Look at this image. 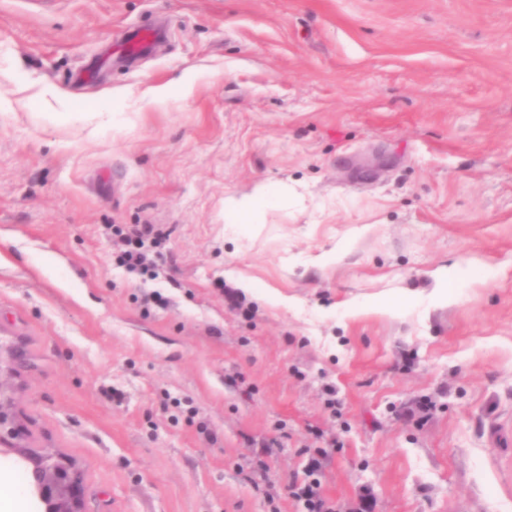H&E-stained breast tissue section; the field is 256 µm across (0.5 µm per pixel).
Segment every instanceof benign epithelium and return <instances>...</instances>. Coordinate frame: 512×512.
Listing matches in <instances>:
<instances>
[{
	"instance_id": "7a95c632",
	"label": "benign epithelium",
	"mask_w": 512,
	"mask_h": 512,
	"mask_svg": "<svg viewBox=\"0 0 512 512\" xmlns=\"http://www.w3.org/2000/svg\"><path fill=\"white\" fill-rule=\"evenodd\" d=\"M20 435L12 418L0 412V447L18 450L31 464L32 485L45 512H82V478L73 463L60 456L17 448Z\"/></svg>"
}]
</instances>
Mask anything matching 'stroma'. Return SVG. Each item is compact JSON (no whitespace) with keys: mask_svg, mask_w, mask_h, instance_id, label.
<instances>
[{"mask_svg":"<svg viewBox=\"0 0 512 512\" xmlns=\"http://www.w3.org/2000/svg\"><path fill=\"white\" fill-rule=\"evenodd\" d=\"M0 342L84 512H512V0H0ZM268 202V192L259 186L248 196L240 199L229 197L224 199V213H229L233 220L230 224H255V215ZM114 231L126 246L118 257L119 264L130 272L156 277L157 266L149 252L150 248H157L161 233L154 230V225L143 224L130 230L116 227ZM293 494L304 501L307 512H329L325 510L326 502L321 492L320 483L316 479L304 482L296 488Z\"/></svg>","mask_w":512,"mask_h":512,"instance_id":"obj_1","label":"stroma"}]
</instances>
